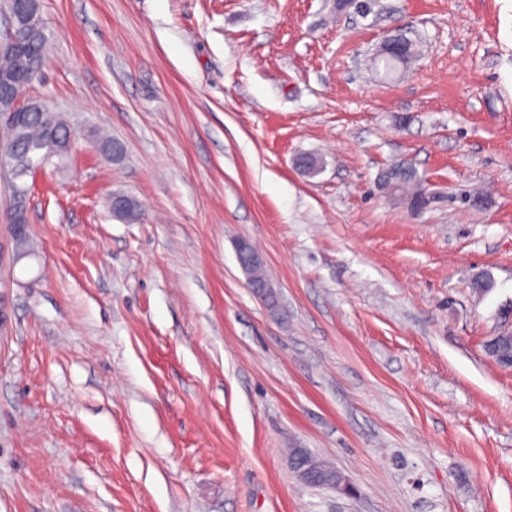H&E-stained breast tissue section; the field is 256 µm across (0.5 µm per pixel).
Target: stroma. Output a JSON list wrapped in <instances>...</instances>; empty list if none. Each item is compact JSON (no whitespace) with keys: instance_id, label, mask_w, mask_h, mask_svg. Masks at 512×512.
Listing matches in <instances>:
<instances>
[{"instance_id":"1","label":"stroma","mask_w":512,"mask_h":512,"mask_svg":"<svg viewBox=\"0 0 512 512\" xmlns=\"http://www.w3.org/2000/svg\"><path fill=\"white\" fill-rule=\"evenodd\" d=\"M41 10L26 97L74 139L20 259L0 181V512H512V368L484 349L512 333V0ZM399 32L422 52L381 78ZM395 161L424 208L381 191Z\"/></svg>"}]
</instances>
